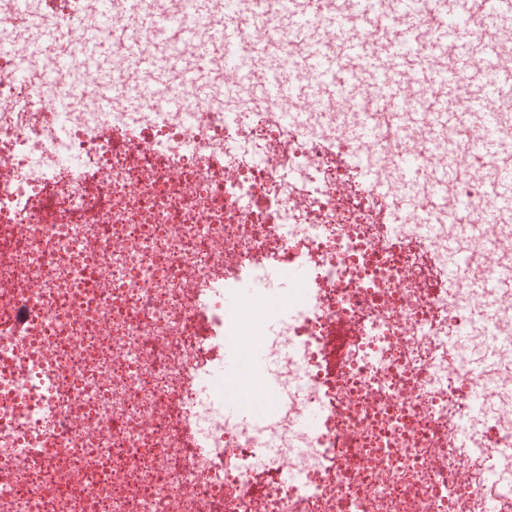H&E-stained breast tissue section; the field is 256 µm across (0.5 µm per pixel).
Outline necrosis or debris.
<instances>
[{
    "label": "necrosis or debris",
    "instance_id": "obj_1",
    "mask_svg": "<svg viewBox=\"0 0 512 512\" xmlns=\"http://www.w3.org/2000/svg\"><path fill=\"white\" fill-rule=\"evenodd\" d=\"M141 9L203 34L224 0ZM16 23L0 0V512H483L489 498L512 512V288L493 295L510 313L495 322L473 288L512 268V214L485 210L476 154L436 204L448 158L431 123L383 114L365 146L351 130L373 90L259 93L303 49L277 5L236 51L263 35L278 58L238 79L214 54L212 92L186 112L166 107L189 94L178 75L137 109L119 96L99 111L66 74L44 81ZM475 220L493 254L465 235ZM290 279L267 329L268 292ZM229 336L271 364L264 424L224 414ZM307 406L317 431L297 425ZM21 444L43 466L21 464Z\"/></svg>",
    "mask_w": 512,
    "mask_h": 512
}]
</instances>
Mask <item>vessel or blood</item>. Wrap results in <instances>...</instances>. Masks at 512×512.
Segmentation results:
<instances>
[{"label":"vessel or blood","instance_id":"1","mask_svg":"<svg viewBox=\"0 0 512 512\" xmlns=\"http://www.w3.org/2000/svg\"><path fill=\"white\" fill-rule=\"evenodd\" d=\"M394 16L408 30L431 26L432 34L426 50L409 52V41L399 37L390 41L383 52H376L367 42L349 38L335 50H327L321 39L314 38L304 46L302 53L290 64L288 76L296 89L312 100L327 99L331 87L321 81V74L335 75L336 59L343 56L357 60L360 68L355 75L357 84L374 85L379 103L389 104L400 126L418 121V114L409 105L412 95L423 98V106L448 154L447 171L438 173L437 189H444L450 177L464 175L459 164L460 155L475 151L482 163L495 174L493 184L485 198L487 208L512 206V127L502 125L492 103L512 92V69L500 67L493 43L480 34L449 45L448 37L467 18L474 17L487 26L512 29V0H438L437 19H429L421 0H394ZM67 0H44L41 10H31L29 0H18V28L22 33L17 46L20 53H39L47 71L65 66L61 55L62 37L55 15L65 8ZM126 17L116 23L110 5H102L97 18L88 20L80 29L81 62L71 68L72 84L91 86L102 109L112 107L115 65L110 53L114 44L122 45V62L132 71L145 72L151 77L150 86L164 87L170 77L183 73L195 84L199 92L207 87L202 70H186L187 54L206 61L217 48L233 45L239 34L237 17H224L216 21L206 35L181 29L176 21L158 15H146L139 9V0H125ZM383 0H349L347 10L325 19L329 30L344 29L352 19L366 18L381 9ZM151 28L160 32L167 41L163 52H154L145 45L140 31ZM452 52L453 62L448 68L437 65L445 52ZM478 112L482 125L473 133H466L458 120L461 111ZM245 377V363L241 352L233 343L224 348V412L252 422L263 421L274 395L265 389L259 405H249L235 383Z\"/></svg>","mask_w":512,"mask_h":512}]
</instances>
